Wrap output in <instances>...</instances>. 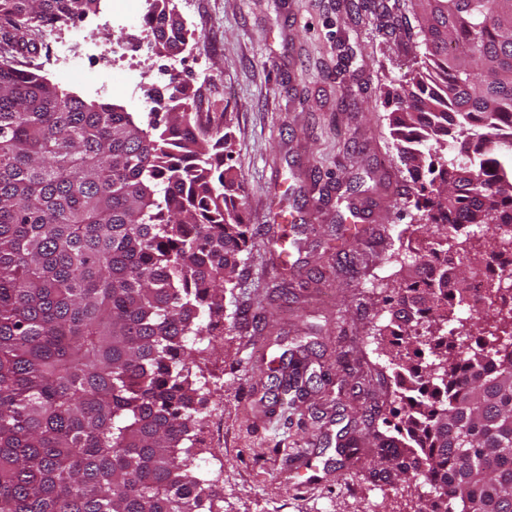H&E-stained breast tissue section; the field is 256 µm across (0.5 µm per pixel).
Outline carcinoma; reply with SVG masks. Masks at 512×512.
Here are the masks:
<instances>
[{
  "label": "carcinoma",
  "mask_w": 512,
  "mask_h": 512,
  "mask_svg": "<svg viewBox=\"0 0 512 512\" xmlns=\"http://www.w3.org/2000/svg\"><path fill=\"white\" fill-rule=\"evenodd\" d=\"M101 0H0V512H218L202 478L204 386L196 345L224 323V290L248 247L232 136L198 124L178 76L157 107L61 90L38 62L43 31ZM423 58L391 93L394 139L427 227L451 252L434 274L415 253L385 299L394 394L410 402L395 434L376 430L371 475L423 479L420 512H512V307L466 290L512 251V158L484 118L512 124V0H410ZM153 50L186 30L154 0ZM482 162L448 157V137ZM455 297L470 315L432 313ZM292 363L276 399L303 391Z\"/></svg>",
  "instance_id": "1"
}]
</instances>
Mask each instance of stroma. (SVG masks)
<instances>
[{
    "label": "stroma",
    "instance_id": "stroma-1",
    "mask_svg": "<svg viewBox=\"0 0 512 512\" xmlns=\"http://www.w3.org/2000/svg\"><path fill=\"white\" fill-rule=\"evenodd\" d=\"M184 51L150 55L142 21L116 29L131 45L144 85L113 95L150 111L149 87L181 74L211 125L229 124L226 161L242 180L253 245L224 293V334L197 361L209 380L203 473L223 469L224 512H419L420 482L372 479V448L338 458L340 437L365 439L393 408L395 368L378 331L401 264L420 239L407 173L391 135L387 101L424 48L407 0H193ZM46 76L92 101L90 82L124 70L97 62ZM311 378L295 404L275 402L291 359ZM306 449L313 478L292 469Z\"/></svg>",
    "mask_w": 512,
    "mask_h": 512
}]
</instances>
